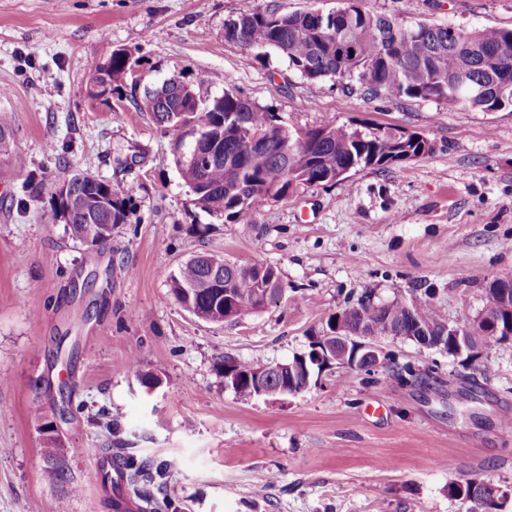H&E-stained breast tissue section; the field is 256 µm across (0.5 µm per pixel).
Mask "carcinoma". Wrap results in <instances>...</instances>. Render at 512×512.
Instances as JSON below:
<instances>
[{
  "instance_id": "obj_1",
  "label": "carcinoma",
  "mask_w": 512,
  "mask_h": 512,
  "mask_svg": "<svg viewBox=\"0 0 512 512\" xmlns=\"http://www.w3.org/2000/svg\"><path fill=\"white\" fill-rule=\"evenodd\" d=\"M340 15L327 14L326 30L303 33L302 13L252 11L240 15L225 27L224 38H238L246 51L271 48L288 60L289 66L311 82L338 77L354 82L371 94L405 96L462 106L482 112L512 108V28L466 30L452 26L404 27L385 14H371L341 0ZM353 40L357 54L338 63L336 38ZM124 53L112 52L109 61L95 66L88 94L94 99L114 91L112 83L123 78ZM468 68V83L452 85L448 74ZM213 82V75L200 72L183 83L186 95L148 91L136 106L153 115L166 134L181 132L183 111H191L189 121L200 130L219 137L218 147L200 167L183 170L182 177L194 187L193 203L208 214L229 222L251 217L253 206L269 193L282 196L285 187L321 185L333 182L342 173L357 168L386 167L428 155L432 146L415 133L391 129L364 133L331 121L307 130L311 164L300 166L297 137L289 135L280 146H252L236 126L233 114L248 113L252 133H264L270 112L240 95L229 92L212 101L192 102L196 89ZM53 213L67 225L72 239L92 250L112 238V229L125 223V200L104 181L86 178L76 185L67 200L54 201ZM265 281L259 279L258 265H241L222 255L203 253L180 266L171 276L170 288L183 309L192 315L221 311L224 294L231 297L233 315L258 309L265 295ZM487 293L497 305L489 312L496 334L487 332L483 319L453 328L434 306L430 297L417 295L411 303L374 304L363 300L327 321L326 327L339 336L358 332L385 338L408 339L421 347L435 349L452 357L471 352L475 340L490 346L512 340V278H496L488 283ZM239 397H256L250 381L224 380ZM39 422L44 449L51 459L47 477L60 483L66 470L64 459L70 449L59 434H46L48 416L39 404L33 406ZM160 469L146 460L126 458V484L134 494L151 485ZM464 512H501L498 487L478 479L450 486Z\"/></svg>"
}]
</instances>
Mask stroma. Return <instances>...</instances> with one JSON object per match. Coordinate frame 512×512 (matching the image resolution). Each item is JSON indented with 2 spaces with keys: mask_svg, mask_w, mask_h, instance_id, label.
Wrapping results in <instances>:
<instances>
[{
  "mask_svg": "<svg viewBox=\"0 0 512 512\" xmlns=\"http://www.w3.org/2000/svg\"><path fill=\"white\" fill-rule=\"evenodd\" d=\"M340 0H0V512H113L93 454L124 448L165 464L164 512H463L451 484L490 481L512 512V342L468 363L400 338L399 364L438 375L368 382L336 367L281 401L244 400L221 360L286 362L364 294L382 303L430 293L449 325L489 305L487 282L512 277V112L364 94L313 83L276 50L224 38L241 14L336 9ZM363 10L465 29L512 27V0H358ZM124 49L139 62L110 102L91 99L96 65ZM217 74L202 99L247 97L283 126L325 121L417 132L431 154L359 168L334 184L265 199L228 222L191 202L172 138L139 111L132 84ZM110 182L127 218L100 250L53 220L64 171ZM274 267L264 309L215 324L170 290L203 252ZM138 354L141 373L128 369ZM63 411L69 480L49 464L34 400Z\"/></svg>",
  "mask_w": 512,
  "mask_h": 512,
  "instance_id": "35a3bbf8",
  "label": "stroma"
}]
</instances>
